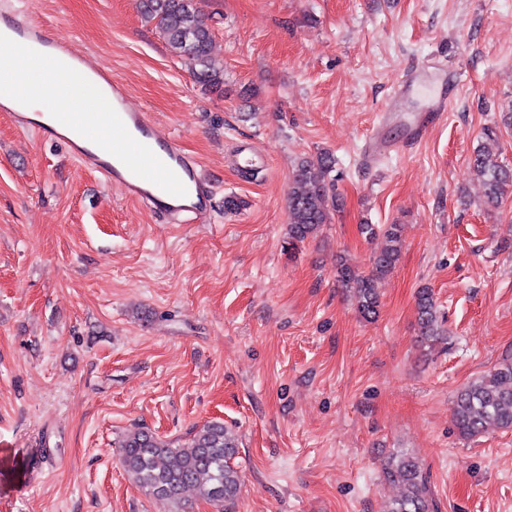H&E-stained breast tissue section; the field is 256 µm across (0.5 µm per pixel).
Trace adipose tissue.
<instances>
[{
  "label": "adipose tissue",
  "instance_id": "1",
  "mask_svg": "<svg viewBox=\"0 0 512 512\" xmlns=\"http://www.w3.org/2000/svg\"><path fill=\"white\" fill-rule=\"evenodd\" d=\"M8 28L0 22V59H6L17 72L16 84L20 90L18 99L9 100L10 108L21 107L29 116L39 113L64 111L66 105L58 94L59 77L48 74L39 79H30L27 75L26 59L20 53L13 51L5 40Z\"/></svg>",
  "mask_w": 512,
  "mask_h": 512
}]
</instances>
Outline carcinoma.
<instances>
[{
	"label": "carcinoma",
	"instance_id": "carcinoma-1",
	"mask_svg": "<svg viewBox=\"0 0 512 512\" xmlns=\"http://www.w3.org/2000/svg\"><path fill=\"white\" fill-rule=\"evenodd\" d=\"M139 8L147 21L155 23L169 50L189 61L198 82L215 89L224 84V72L212 64V30L200 16L196 0H139ZM483 138L470 167L482 180L488 202L497 204L512 191V170L498 162L488 148V142L496 140L495 131L486 129ZM335 165L327 151L296 163L288 191L290 240L302 242L313 236L339 208L331 176ZM360 230L368 239L383 236L386 246L375 254L371 271L361 272L345 261L337 268L336 277L352 294L362 317L371 319L380 306L377 284L400 257V225L362 224ZM417 310L421 344L431 348L444 333L430 289L418 292ZM452 419L465 437L477 436L490 427L512 428V358H504L488 374L459 389ZM119 448L123 469L149 494L177 505L183 493L192 489L198 498L233 512L242 477L234 463L237 441L223 423L208 421L177 446L135 427L124 435ZM384 475L401 487L389 512H438L427 475L416 458L407 454L390 458Z\"/></svg>",
	"mask_w": 512,
	"mask_h": 512
}]
</instances>
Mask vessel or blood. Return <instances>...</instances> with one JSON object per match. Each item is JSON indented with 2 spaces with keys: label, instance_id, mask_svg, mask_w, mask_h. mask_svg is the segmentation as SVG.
Masks as SVG:
<instances>
[{
  "label": "vessel or blood",
  "instance_id": "b4317fda",
  "mask_svg": "<svg viewBox=\"0 0 512 512\" xmlns=\"http://www.w3.org/2000/svg\"><path fill=\"white\" fill-rule=\"evenodd\" d=\"M10 32L11 44L23 49L29 70L40 73L66 64L69 82L78 90L72 111L54 113L52 124L16 111L12 118L17 127L64 143L82 165L153 213L181 224L210 223L213 191L198 163L177 146L169 131L128 107L118 79L85 69L73 45L49 38L37 24L15 22ZM459 87V79L449 78L446 68L420 65L395 90L384 118L396 119L411 95L426 90L418 114L406 126L408 140L421 139L429 124L444 117Z\"/></svg>",
  "mask_w": 512,
  "mask_h": 512
}]
</instances>
